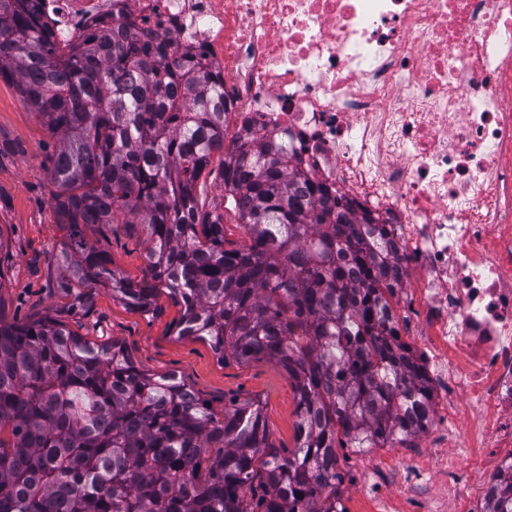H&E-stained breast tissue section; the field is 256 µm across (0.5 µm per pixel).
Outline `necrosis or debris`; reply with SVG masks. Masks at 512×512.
I'll list each match as a JSON object with an SVG mask.
<instances>
[{"instance_id": "obj_1", "label": "necrosis or debris", "mask_w": 512, "mask_h": 512, "mask_svg": "<svg viewBox=\"0 0 512 512\" xmlns=\"http://www.w3.org/2000/svg\"><path fill=\"white\" fill-rule=\"evenodd\" d=\"M58 40L129 22L224 81L271 135L390 232L453 445L512 447V0H31Z\"/></svg>"}]
</instances>
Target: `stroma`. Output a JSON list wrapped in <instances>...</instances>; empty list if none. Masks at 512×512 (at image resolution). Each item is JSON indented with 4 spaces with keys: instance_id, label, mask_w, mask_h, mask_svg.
Listing matches in <instances>:
<instances>
[{
    "instance_id": "1",
    "label": "stroma",
    "mask_w": 512,
    "mask_h": 512,
    "mask_svg": "<svg viewBox=\"0 0 512 512\" xmlns=\"http://www.w3.org/2000/svg\"><path fill=\"white\" fill-rule=\"evenodd\" d=\"M55 141L19 96L13 83L0 79V320L24 323L44 316L57 303L54 255L68 235L51 206L55 190L50 157ZM124 276L142 280L146 267L145 232L123 225L87 231ZM156 314L143 315L99 289L92 311L72 322L74 331L93 341L118 342L140 370L176 372L216 416L226 407L258 402L269 440L294 446L296 398L276 361L221 363L208 344L177 338L178 309L167 296L155 301ZM440 441L433 431L400 445L338 451L344 475L340 487L347 512H421L433 504L441 512H476L483 499V473L507 456L504 448L473 449L461 463L468 488L449 489L448 475L433 470Z\"/></svg>"
}]
</instances>
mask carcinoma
I'll return each instance as SVG.
<instances>
[{"label": "carcinoma", "mask_w": 512, "mask_h": 512, "mask_svg": "<svg viewBox=\"0 0 512 512\" xmlns=\"http://www.w3.org/2000/svg\"><path fill=\"white\" fill-rule=\"evenodd\" d=\"M169 49L125 27L61 44L28 0H0V79L57 143L51 204L69 228L59 308L0 321V512H346L337 449L409 445L431 425L429 377L391 304L401 280L386 232L370 238L369 214L273 137L224 149V83L193 57L162 64ZM215 154L224 208L249 238L239 248H226L224 213L204 209ZM114 224L146 232L140 282L86 238ZM99 288L145 314L166 294L175 335L224 363L280 364L294 448L269 443L259 405L218 418L176 373L147 374L118 343L73 331L61 315L86 317ZM481 512H512V475Z\"/></svg>", "instance_id": "cac0c4a2"}]
</instances>
